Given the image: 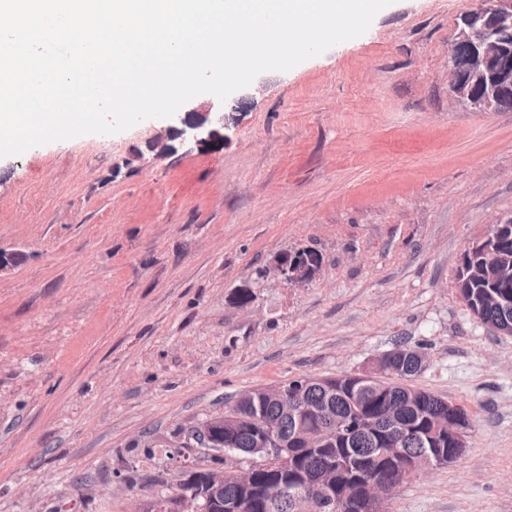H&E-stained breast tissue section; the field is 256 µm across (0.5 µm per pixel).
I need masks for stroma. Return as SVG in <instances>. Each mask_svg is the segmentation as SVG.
Here are the masks:
<instances>
[{
    "instance_id": "obj_1",
    "label": "stroma",
    "mask_w": 512,
    "mask_h": 512,
    "mask_svg": "<svg viewBox=\"0 0 512 512\" xmlns=\"http://www.w3.org/2000/svg\"><path fill=\"white\" fill-rule=\"evenodd\" d=\"M476 6L395 0L260 74L217 148L131 166L166 125L146 119L0 157V249L19 257L0 272V512H131L240 393L357 374L400 342L471 429L387 512H512V336L456 287L465 248L512 221V109L449 86ZM302 249L309 282L258 276Z\"/></svg>"
}]
</instances>
